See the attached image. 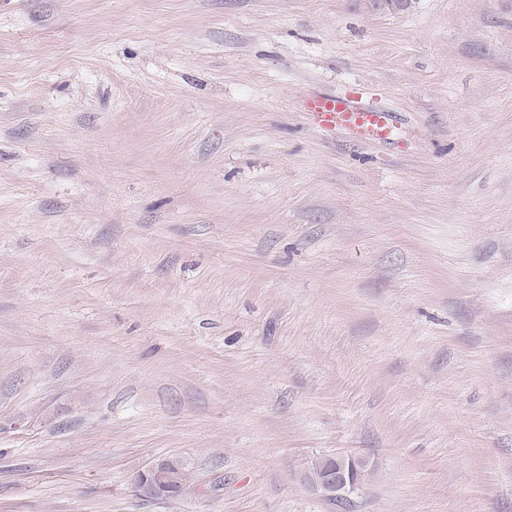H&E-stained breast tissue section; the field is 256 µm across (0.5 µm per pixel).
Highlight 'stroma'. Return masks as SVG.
Listing matches in <instances>:
<instances>
[{"instance_id": "1", "label": "stroma", "mask_w": 512, "mask_h": 512, "mask_svg": "<svg viewBox=\"0 0 512 512\" xmlns=\"http://www.w3.org/2000/svg\"><path fill=\"white\" fill-rule=\"evenodd\" d=\"M0 512H512V0H0ZM314 124L324 130H343L358 141L392 143L403 128L396 112L377 106L358 87L336 94L311 98L307 102ZM364 461L366 460L359 456H336L333 458L332 464L326 468L318 487L339 501L347 500L361 489L355 479H358L361 485L363 484L367 476V464H357L352 469L353 478L346 463ZM172 460V458L160 459L138 474L135 487L141 496L166 499L181 493L178 486L180 484L179 469Z\"/></svg>"}]
</instances>
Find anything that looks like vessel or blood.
Here are the masks:
<instances>
[{
    "label": "vessel or blood",
    "mask_w": 512,
    "mask_h": 512,
    "mask_svg": "<svg viewBox=\"0 0 512 512\" xmlns=\"http://www.w3.org/2000/svg\"><path fill=\"white\" fill-rule=\"evenodd\" d=\"M306 110L317 127L343 130L359 141L390 143L402 127L397 113L371 103L357 86L340 94L311 98Z\"/></svg>",
    "instance_id": "obj_1"
}]
</instances>
